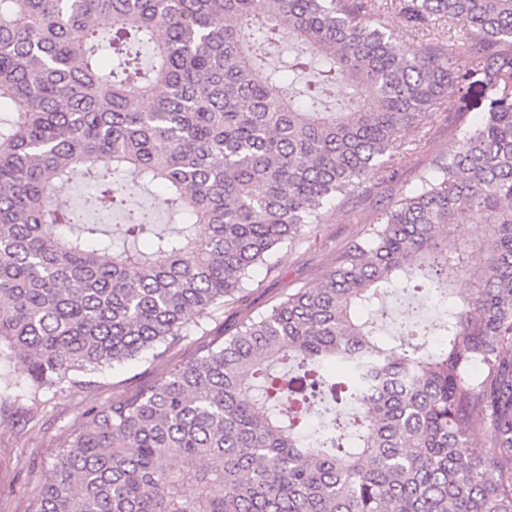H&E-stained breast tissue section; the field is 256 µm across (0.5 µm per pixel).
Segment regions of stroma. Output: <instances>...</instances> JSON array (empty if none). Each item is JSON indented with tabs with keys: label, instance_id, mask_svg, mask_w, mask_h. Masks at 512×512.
Segmentation results:
<instances>
[{
	"label": "stroma",
	"instance_id": "35a3bbf8",
	"mask_svg": "<svg viewBox=\"0 0 512 512\" xmlns=\"http://www.w3.org/2000/svg\"><path fill=\"white\" fill-rule=\"evenodd\" d=\"M385 23L390 36L413 52L430 40L454 49L467 41L466 34L444 21L428 31L409 30L399 14L398 0H386ZM475 118V113L463 112L452 120L447 113L436 110L427 120L425 137L406 131L410 152L392 181L381 184L366 200L327 214L299 245L283 247L274 271H256L258 287L248 304L226 310L211 322L207 335L189 336L169 350L165 361H129L95 374L93 387L85 391L66 383L36 391L15 371L13 352L1 348L0 512H25L56 453L52 446L55 436L81 425L89 407L108 406L112 400L160 377L167 367L187 359L199 346L216 339L223 327L270 308L290 289L316 283L346 245L375 221L402 187L414 181L423 166L434 157L453 154L458 129Z\"/></svg>",
	"mask_w": 512,
	"mask_h": 512
}]
</instances>
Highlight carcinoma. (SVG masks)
<instances>
[{
    "instance_id": "cac0c4a2",
    "label": "carcinoma",
    "mask_w": 512,
    "mask_h": 512,
    "mask_svg": "<svg viewBox=\"0 0 512 512\" xmlns=\"http://www.w3.org/2000/svg\"><path fill=\"white\" fill-rule=\"evenodd\" d=\"M401 15L470 42L411 55L375 0H0V346L37 388L163 359L393 177L401 132L469 109V76L486 100L316 285L89 407L26 512H512V0ZM129 179L181 227L127 208ZM461 280L439 345L409 318L382 337L387 288Z\"/></svg>"
}]
</instances>
